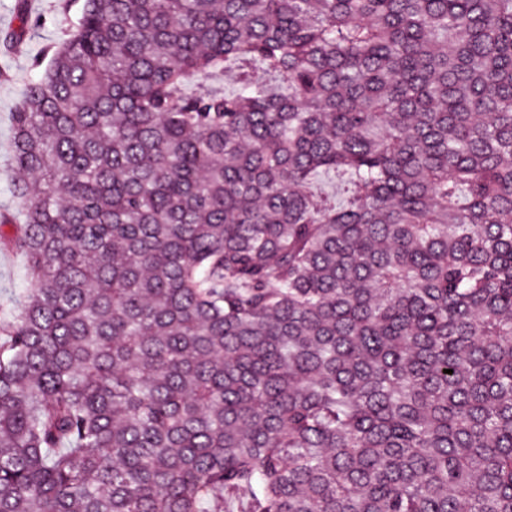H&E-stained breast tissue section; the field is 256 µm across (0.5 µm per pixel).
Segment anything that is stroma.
Masks as SVG:
<instances>
[{"instance_id": "stroma-1", "label": "stroma", "mask_w": 512, "mask_h": 512, "mask_svg": "<svg viewBox=\"0 0 512 512\" xmlns=\"http://www.w3.org/2000/svg\"><path fill=\"white\" fill-rule=\"evenodd\" d=\"M77 0H0V38L22 30L17 47L0 45V205H9L13 114L27 84L41 76L53 47L64 42L78 14ZM29 280L21 255L0 249V310L8 312Z\"/></svg>"}]
</instances>
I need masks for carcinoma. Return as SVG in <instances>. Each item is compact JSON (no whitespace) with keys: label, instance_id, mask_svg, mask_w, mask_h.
Here are the masks:
<instances>
[{"label":"carcinoma","instance_id":"1","mask_svg":"<svg viewBox=\"0 0 512 512\" xmlns=\"http://www.w3.org/2000/svg\"><path fill=\"white\" fill-rule=\"evenodd\" d=\"M11 148L0 512H512V0H83ZM25 262L21 255L0 249V308L2 314L12 311L13 299L28 288Z\"/></svg>","mask_w":512,"mask_h":512}]
</instances>
